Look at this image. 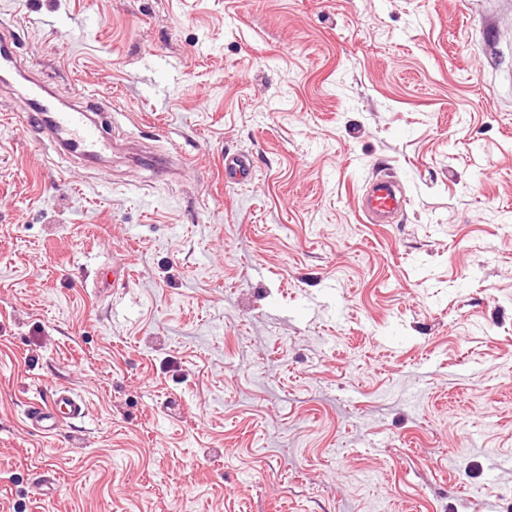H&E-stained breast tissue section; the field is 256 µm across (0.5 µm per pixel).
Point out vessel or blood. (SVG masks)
Instances as JSON below:
<instances>
[{"label":"vessel or blood","mask_w":512,"mask_h":512,"mask_svg":"<svg viewBox=\"0 0 512 512\" xmlns=\"http://www.w3.org/2000/svg\"><path fill=\"white\" fill-rule=\"evenodd\" d=\"M24 99L30 106L28 118L31 123H40L45 113H52V134L66 145L90 155L106 151L107 139L92 120L87 109H56L54 104L43 95V86L31 81L27 86ZM406 199L397 189L393 180L378 178L366 186L360 209L370 223L387 224L403 210ZM86 410L85 400L70 390L57 388L45 398L30 402L26 418L32 428L45 433H53L59 419H77L83 417Z\"/></svg>","instance_id":"obj_1"}]
</instances>
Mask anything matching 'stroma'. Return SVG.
<instances>
[{
	"mask_svg": "<svg viewBox=\"0 0 512 512\" xmlns=\"http://www.w3.org/2000/svg\"><path fill=\"white\" fill-rule=\"evenodd\" d=\"M1 24L112 160L0 82V512H512V0ZM383 174L407 204L370 224ZM57 387L88 413L35 432ZM24 99L30 105L28 118L31 123L40 124L45 112H53L52 134L66 145L86 154L96 155L106 151L109 142L91 119L87 109L58 110L43 95V86L36 80H28Z\"/></svg>",
	"mask_w": 512,
	"mask_h": 512,
	"instance_id": "stroma-1",
	"label": "stroma"
}]
</instances>
